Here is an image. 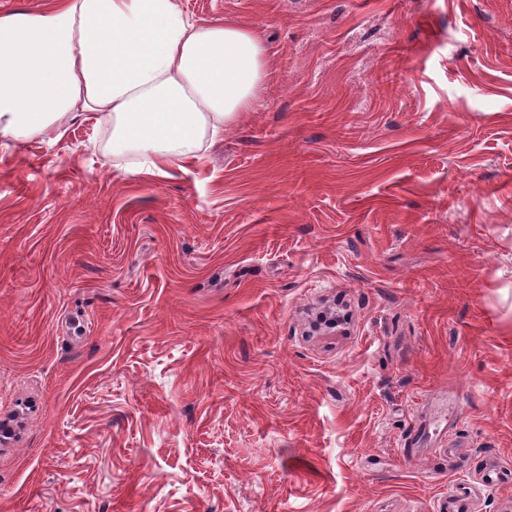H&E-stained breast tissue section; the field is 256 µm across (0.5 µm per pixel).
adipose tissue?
I'll return each mask as SVG.
<instances>
[{
	"instance_id": "obj_1",
	"label": "adipose tissue",
	"mask_w": 512,
	"mask_h": 512,
	"mask_svg": "<svg viewBox=\"0 0 512 512\" xmlns=\"http://www.w3.org/2000/svg\"><path fill=\"white\" fill-rule=\"evenodd\" d=\"M268 58L255 30L199 24L181 0H54L0 14V142L61 135L89 111L109 128L117 167L182 171L250 109Z\"/></svg>"
}]
</instances>
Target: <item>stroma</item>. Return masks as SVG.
Segmentation results:
<instances>
[{
	"instance_id": "35a3bbf8",
	"label": "stroma",
	"mask_w": 512,
	"mask_h": 512,
	"mask_svg": "<svg viewBox=\"0 0 512 512\" xmlns=\"http://www.w3.org/2000/svg\"><path fill=\"white\" fill-rule=\"evenodd\" d=\"M182 7L271 71L188 171L0 147V512H512V0Z\"/></svg>"
}]
</instances>
